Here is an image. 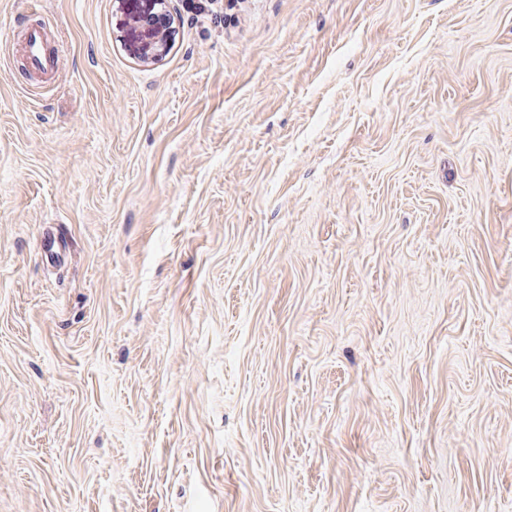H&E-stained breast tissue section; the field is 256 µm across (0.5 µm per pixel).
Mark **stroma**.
Returning <instances> with one entry per match:
<instances>
[{
  "instance_id": "stroma-1",
  "label": "stroma",
  "mask_w": 512,
  "mask_h": 512,
  "mask_svg": "<svg viewBox=\"0 0 512 512\" xmlns=\"http://www.w3.org/2000/svg\"><path fill=\"white\" fill-rule=\"evenodd\" d=\"M166 9L0 0V512H512V0ZM136 1H126L130 5L125 18H120L117 26L123 30L127 28V41L124 35L123 41L129 53L144 62L157 61L166 54L172 38L170 31H161L158 23H154L156 18L163 15L162 12L155 11L156 6H161L165 0H148L151 6H155L153 11H135L132 5ZM154 13L155 15H152ZM29 63L32 68L37 70L52 69L57 59L53 53H48L44 46L45 34L39 29H28L24 33Z\"/></svg>"
}]
</instances>
